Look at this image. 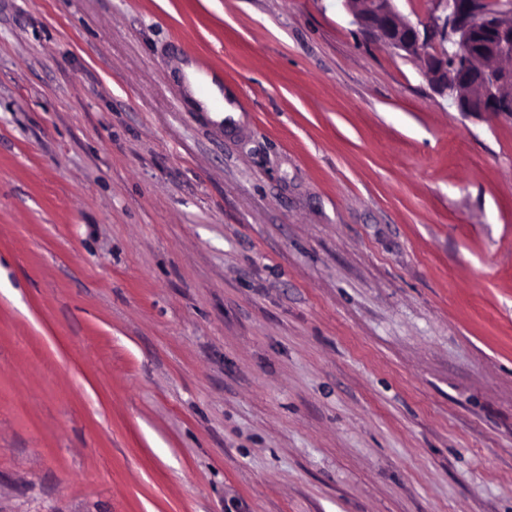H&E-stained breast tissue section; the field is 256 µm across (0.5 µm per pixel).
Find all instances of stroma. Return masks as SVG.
I'll use <instances>...</instances> for the list:
<instances>
[{
    "mask_svg": "<svg viewBox=\"0 0 512 512\" xmlns=\"http://www.w3.org/2000/svg\"><path fill=\"white\" fill-rule=\"evenodd\" d=\"M0 512H512V118L341 0H0ZM185 83L192 98L216 121L224 120L225 116H234L239 112L225 98V92L213 82V78L199 70L195 65L183 66Z\"/></svg>",
    "mask_w": 512,
    "mask_h": 512,
    "instance_id": "1",
    "label": "stroma"
}]
</instances>
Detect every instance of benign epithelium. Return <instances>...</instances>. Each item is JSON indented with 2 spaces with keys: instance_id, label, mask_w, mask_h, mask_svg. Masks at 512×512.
<instances>
[{
  "instance_id": "obj_1",
  "label": "benign epithelium",
  "mask_w": 512,
  "mask_h": 512,
  "mask_svg": "<svg viewBox=\"0 0 512 512\" xmlns=\"http://www.w3.org/2000/svg\"><path fill=\"white\" fill-rule=\"evenodd\" d=\"M359 30L418 62L422 75L462 114L512 116V3L433 0L413 23L396 0H341Z\"/></svg>"
}]
</instances>
